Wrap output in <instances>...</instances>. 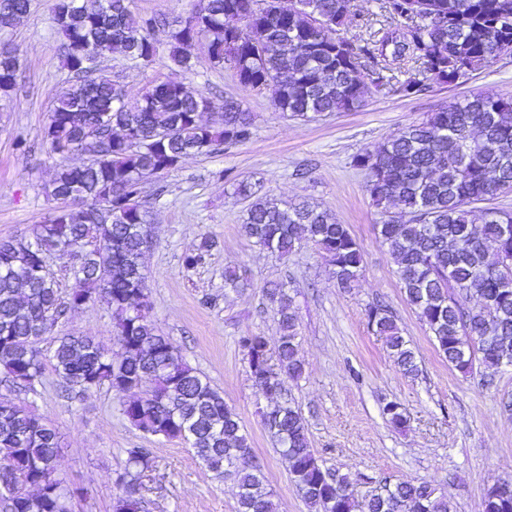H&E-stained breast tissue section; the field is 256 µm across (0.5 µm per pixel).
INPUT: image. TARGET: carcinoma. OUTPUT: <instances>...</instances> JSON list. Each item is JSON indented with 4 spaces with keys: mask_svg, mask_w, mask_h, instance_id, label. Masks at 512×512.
I'll return each mask as SVG.
<instances>
[{
    "mask_svg": "<svg viewBox=\"0 0 512 512\" xmlns=\"http://www.w3.org/2000/svg\"><path fill=\"white\" fill-rule=\"evenodd\" d=\"M31 0H0V26L23 17ZM47 0L62 38L63 66L75 82L63 90L44 130L50 153L66 157L80 150L88 128L112 130L100 155L79 166L61 165L51 176L47 194L65 206L52 209L33 230V239H0V367L18 390L35 395L46 365H51L69 394L92 388H135L154 382L150 395L122 404V414L136 429L167 440L189 442L196 456L218 479L232 477L238 486L237 512H275L262 490L261 467L230 463L249 447L238 414L209 381L183 360L171 340L148 320L142 240L146 211L138 181L167 171L183 158L210 155L253 136V120L242 104L226 98L223 122L202 120L200 109L212 98L192 93L185 79L193 72L188 50L193 37H204L216 66L245 74L251 84L274 85V102L282 112L311 122L332 112L356 111L371 89L410 97L425 89L421 76L452 85L466 64L482 69L501 58L512 44V0H431L433 9L414 20L407 0H385L390 19L377 50L358 52L337 35L352 15L351 0H299L276 15L258 14L241 22L248 0H199L168 35L172 76L147 86L135 101L112 82L90 75L97 59L122 52L135 66L149 67L158 54L152 36L155 19L135 11L134 0ZM319 13L329 32L309 24ZM409 61L394 69L387 61ZM7 45L0 46V92L14 89L18 76ZM194 124L196 133L180 131ZM366 172V191L387 216L401 206L404 218L380 221L377 232L395 257L397 276L407 302L428 326L439 353L466 372L479 359L499 366L500 353L512 354V267L495 269L489 254L512 257V213L491 211L484 223L470 219L469 204L512 192V98L477 94L433 112L423 122L391 134L374 152L354 156ZM237 191L249 204L244 234L284 256L305 239L315 243L334 266L338 287L353 288L363 268V253L348 228L328 211L307 201L281 204L254 196L252 186ZM212 244L205 240L185 253L193 270L206 263ZM79 251L76 288L62 298L55 281L42 271L56 252ZM279 296L280 336L274 352L265 337L241 339L251 376L264 394L282 391L283 377L298 379L304 366L297 355L296 322L288 298ZM479 303L470 306L472 296ZM106 305L115 319L122 358L93 336H58L49 362L36 347L67 313L83 305ZM368 323L380 336L393 363L406 376L418 371L416 352L402 336L392 312L377 305ZM389 422L404 428L408 420L396 402L384 408ZM264 425L277 437L290 473L314 512H354L356 504L345 475L324 469L309 448L303 417L291 404L276 403ZM55 429L27 406L0 401V512H70L54 461ZM121 492L114 512H140L132 494L154 466L153 449L129 448ZM362 512H447V505L427 482L399 481L385 486L361 506ZM484 512H512V483L489 488Z\"/></svg>",
    "mask_w": 512,
    "mask_h": 512,
    "instance_id": "cac0c4a2",
    "label": "carcinoma"
}]
</instances>
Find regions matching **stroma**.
<instances>
[{
	"mask_svg": "<svg viewBox=\"0 0 512 512\" xmlns=\"http://www.w3.org/2000/svg\"><path fill=\"white\" fill-rule=\"evenodd\" d=\"M135 5L162 22L154 31L160 45L154 63L138 68L116 52L102 62L131 100L170 76L167 29L187 17L197 0ZM352 10L341 34L363 49L373 36L370 21L383 15V0H353ZM0 44L9 45L20 64L16 87L0 96V239H28L52 206L45 185L60 158L48 154L43 131L71 75L44 0H31L24 17L0 28ZM192 54L189 90L241 101L254 134L223 152L184 158L142 183L151 236L144 258L149 320L238 414L277 512L311 510L264 426L270 401L251 378L239 343L258 334L276 347L278 305L267 295L274 283L284 285L291 299L304 364L299 379H285L284 397L301 412L319 464L349 476L359 503L383 481L418 480L432 484L450 512H482L487 489L512 482V366L493 371L477 362L464 374L440 355L405 299L394 258L375 230L380 216L366 191V173L352 159L449 104L480 93L512 97V56L454 86L433 84L410 98L373 91L360 110L303 122L276 108L272 89L244 87L232 69L214 66L204 46ZM243 181L283 202L309 200L345 224L364 254L354 288L338 287L328 258L312 242L280 256L247 238L241 226L249 202L237 193ZM205 237L214 243L208 263L185 270L183 253ZM228 267L236 268L240 288H225ZM377 303L390 307L415 349L416 376L402 374L369 327L367 311ZM65 334L116 345L103 305L68 312L39 342L42 357H51L56 338ZM152 388L147 379L131 394L103 387L71 399L55 373L45 372L38 395L29 400L58 433L56 468L73 493L71 512H113L126 451L134 447L153 449L155 456L143 479L142 512H236L233 481L215 479L183 441L145 434L124 418L123 402ZM391 401L404 409L405 429L388 422L383 408Z\"/></svg>",
	"mask_w": 512,
	"mask_h": 512,
	"instance_id": "1",
	"label": "stroma"
}]
</instances>
